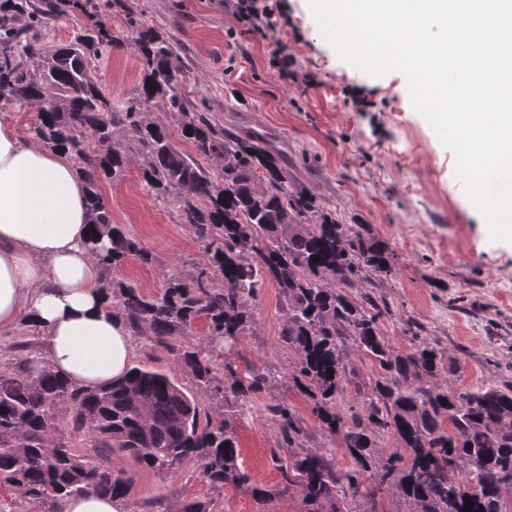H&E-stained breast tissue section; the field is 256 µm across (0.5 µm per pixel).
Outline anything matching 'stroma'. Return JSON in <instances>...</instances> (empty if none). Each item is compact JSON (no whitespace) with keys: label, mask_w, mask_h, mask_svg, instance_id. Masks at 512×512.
<instances>
[{"label":"stroma","mask_w":512,"mask_h":512,"mask_svg":"<svg viewBox=\"0 0 512 512\" xmlns=\"http://www.w3.org/2000/svg\"><path fill=\"white\" fill-rule=\"evenodd\" d=\"M99 2L117 41L90 66L106 94L122 100L140 82V60L112 0ZM127 2L142 21L178 43L181 92L190 109L209 113L230 132L265 135L292 183L307 187L338 223L367 225L394 250V274L374 278L370 287L392 306L382 328L393 344L407 348L401 327L410 320L454 362L447 381L455 388L512 382V243L490 241L484 218L455 175L454 152L414 109L404 74L374 77L340 60L321 37L308 0H280L287 20L271 37L241 25L224 0ZM274 39L287 47L297 72L315 74L316 84L279 77L271 62ZM100 190L113 222L138 236L152 256L148 263L125 261L120 278L155 294L169 276L195 270L201 243L176 209L148 191L137 165L103 181ZM279 305L277 288L266 284L253 305L252 331L230 354L241 367L285 373L294 363L280 345ZM43 350L42 334L26 323L0 332V368ZM279 400L301 417L308 446H327L340 466L348 465L339 439L320 430L308 398L275 384L251 394L242 412L206 397L200 401L214 419L233 425L250 488H214L191 463L159 474L120 455L114 466L135 476L130 504L179 512L194 499L209 502L212 512H305L299 493L269 504L251 493L282 480L270 456L278 435L266 411ZM278 450L281 459L289 458V448Z\"/></svg>","instance_id":"obj_1"}]
</instances>
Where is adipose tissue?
<instances>
[{
    "mask_svg": "<svg viewBox=\"0 0 512 512\" xmlns=\"http://www.w3.org/2000/svg\"><path fill=\"white\" fill-rule=\"evenodd\" d=\"M86 198L68 155L0 119V331L25 320L45 338L34 372L95 388L127 372L134 341L98 288Z\"/></svg>",
    "mask_w": 512,
    "mask_h": 512,
    "instance_id": "obj_1",
    "label": "adipose tissue"
}]
</instances>
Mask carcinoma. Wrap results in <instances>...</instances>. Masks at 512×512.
<instances>
[{"mask_svg": "<svg viewBox=\"0 0 512 512\" xmlns=\"http://www.w3.org/2000/svg\"><path fill=\"white\" fill-rule=\"evenodd\" d=\"M85 23L72 40L47 49L39 43L45 20L63 12L53 0H5L0 5V100H34L37 122L28 135L67 153L88 189L91 242L104 275L99 289L112 314L133 333L149 335L191 373L196 392L171 372L144 363L94 390L73 386L50 371L32 377L22 361L0 369V485L62 512L69 497L106 494L125 500L132 478L112 467L129 455L159 474L187 462L212 486H245L233 427L201 408L199 397L221 396L246 406L250 395L282 381L272 367L241 370L214 351L232 348L252 330L251 305L268 282L279 289L282 346L295 356L288 386L312 401L328 436L340 440L350 465H336L323 448L305 446L303 420L288 402L266 406L279 446L295 448L288 461L274 454L279 489L251 488L273 501L297 488L306 512H374L387 492L405 512H507L502 492L512 485V383L455 391L441 381L445 351L407 322L406 349L385 336L381 318L391 306L368 292L353 297L374 275L390 276L396 255L360 224H338L303 186L291 185L279 154L259 133L235 136L206 112L189 111L178 83L177 44L138 13L112 0V12L131 31L142 62L137 93L114 103L89 68L117 37L95 0H65ZM162 103L179 115L180 135L193 153L178 149L166 126L149 118ZM139 161L144 185L177 206L182 223L204 243L206 261L195 273L166 280L147 294L115 276L126 259L149 252L121 224L112 223L100 184ZM213 160L216 166L204 164ZM320 257L315 262L312 257ZM206 322L205 344L188 341ZM367 364L362 372L347 350ZM332 373H327V370ZM353 398L340 403L347 387ZM67 416L69 431L58 421ZM95 422L87 424L85 417ZM394 438L387 450L381 441Z\"/></svg>", "mask_w": 512, "mask_h": 512, "instance_id": "carcinoma-1", "label": "carcinoma"}]
</instances>
